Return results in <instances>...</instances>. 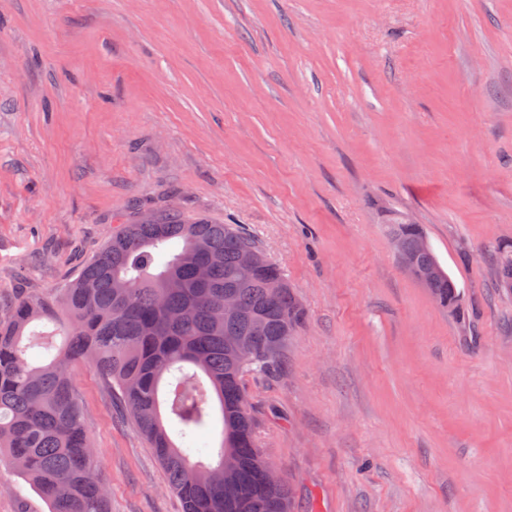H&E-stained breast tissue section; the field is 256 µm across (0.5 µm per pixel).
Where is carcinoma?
Here are the masks:
<instances>
[{
    "label": "carcinoma",
    "instance_id": "obj_1",
    "mask_svg": "<svg viewBox=\"0 0 512 512\" xmlns=\"http://www.w3.org/2000/svg\"><path fill=\"white\" fill-rule=\"evenodd\" d=\"M410 274L438 265L422 250L417 224H391ZM178 253L164 264V247ZM244 246L259 249L235 224L189 220L174 209L151 224L123 225L56 299H20L0 321V449L50 502L51 512H107L91 441L72 384L77 362L91 364L112 383L168 476L184 512H288V484L263 480L269 459L259 448L245 377L283 363L288 342L305 322L289 288H274L283 271L268 260L251 275L239 271ZM498 286L512 283V248L494 249ZM444 309L459 306L450 274L426 285ZM238 294L245 311L224 318V291ZM67 317L62 351L31 364L21 345L36 321ZM223 422L217 463L200 458L210 446L196 439L208 417L209 394ZM166 409L180 444L165 426Z\"/></svg>",
    "mask_w": 512,
    "mask_h": 512
}]
</instances>
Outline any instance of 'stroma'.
<instances>
[{"label": "stroma", "instance_id": "stroma-1", "mask_svg": "<svg viewBox=\"0 0 512 512\" xmlns=\"http://www.w3.org/2000/svg\"><path fill=\"white\" fill-rule=\"evenodd\" d=\"M238 224L306 313L247 377L290 512H512V0H0V319L157 208ZM421 225L471 326L398 262ZM108 512H182L89 364ZM0 454V512H49ZM495 264L498 271V286L504 290L506 283H512V250L509 246H498L494 249ZM508 291V290H507Z\"/></svg>", "mask_w": 512, "mask_h": 512}]
</instances>
